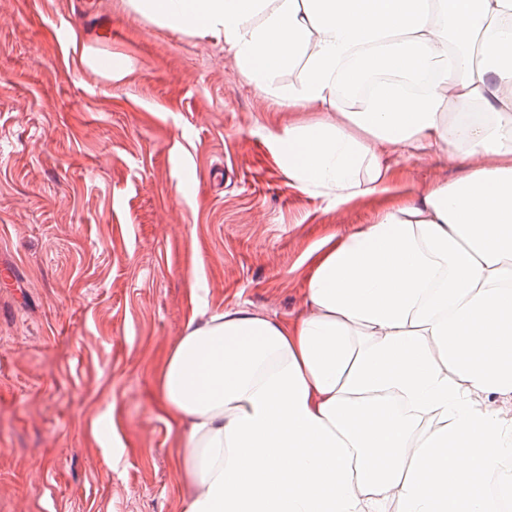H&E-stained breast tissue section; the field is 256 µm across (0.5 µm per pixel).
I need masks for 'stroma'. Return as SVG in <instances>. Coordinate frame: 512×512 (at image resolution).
Masks as SVG:
<instances>
[{"instance_id":"35a3bbf8","label":"stroma","mask_w":512,"mask_h":512,"mask_svg":"<svg viewBox=\"0 0 512 512\" xmlns=\"http://www.w3.org/2000/svg\"><path fill=\"white\" fill-rule=\"evenodd\" d=\"M301 118L129 0H0V512H182L156 371L194 307L297 317L310 252L379 206L293 187ZM386 161L404 196L461 173Z\"/></svg>"}]
</instances>
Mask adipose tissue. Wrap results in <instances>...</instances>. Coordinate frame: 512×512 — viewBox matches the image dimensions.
<instances>
[{"label": "adipose tissue", "mask_w": 512, "mask_h": 512, "mask_svg": "<svg viewBox=\"0 0 512 512\" xmlns=\"http://www.w3.org/2000/svg\"><path fill=\"white\" fill-rule=\"evenodd\" d=\"M130 2L316 113L273 136L298 191L382 202L312 252L298 317L197 309L169 347L183 512H487L471 479L512 457L488 403L512 398V0ZM420 148L463 174L389 199L386 153Z\"/></svg>", "instance_id": "1"}]
</instances>
